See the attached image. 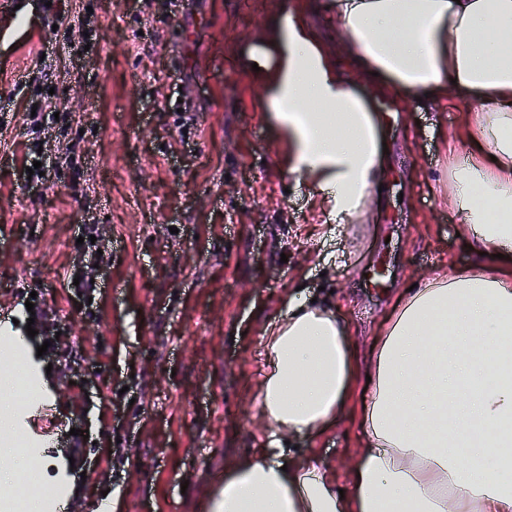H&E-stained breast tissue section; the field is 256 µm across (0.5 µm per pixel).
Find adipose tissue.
I'll return each mask as SVG.
<instances>
[{
    "mask_svg": "<svg viewBox=\"0 0 512 512\" xmlns=\"http://www.w3.org/2000/svg\"><path fill=\"white\" fill-rule=\"evenodd\" d=\"M329 43L295 4L258 64L267 118L327 217L360 219L386 166L383 119L396 104L468 91L461 134L474 147L448 175V201L478 260L426 277L373 342L361 441L345 481L287 454L283 436L344 416L355 366L348 323L302 295L265 333L259 412L267 447L235 462L209 512H512V0H326Z\"/></svg>",
    "mask_w": 512,
    "mask_h": 512,
    "instance_id": "obj_1",
    "label": "adipose tissue"
}]
</instances>
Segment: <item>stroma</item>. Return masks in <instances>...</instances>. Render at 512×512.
Returning a JSON list of instances; mask_svg holds the SVG:
<instances>
[{
  "mask_svg": "<svg viewBox=\"0 0 512 512\" xmlns=\"http://www.w3.org/2000/svg\"><path fill=\"white\" fill-rule=\"evenodd\" d=\"M0 8V328L25 337V292L58 307L62 345L83 357L34 387L27 421L42 435L44 494L72 512H208L235 459L272 429L258 411L263 338L296 288L352 326L364 361L405 288L474 262L448 170L472 94L392 100L368 91L389 153L380 203L328 226L286 143L266 118L250 49L291 0H42ZM52 118L37 138L52 171L26 182L27 102ZM193 99L196 111L178 102ZM95 245L76 252L83 225ZM381 260L386 288L366 285ZM82 264L101 284L74 310L63 279ZM88 431L85 480L65 464L71 429ZM351 417L291 439L344 475L358 446Z\"/></svg>",
  "mask_w": 512,
  "mask_h": 512,
  "instance_id": "stroma-1",
  "label": "stroma"
}]
</instances>
